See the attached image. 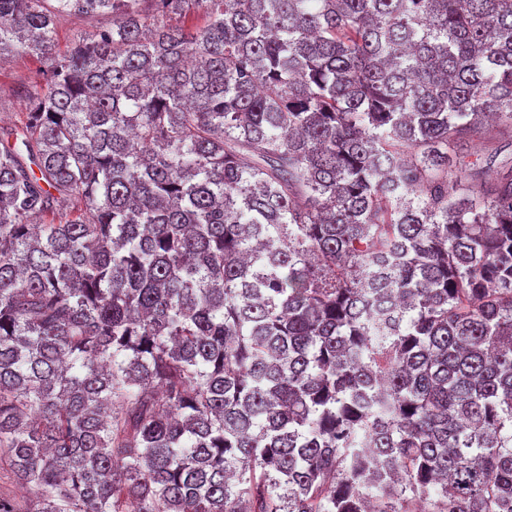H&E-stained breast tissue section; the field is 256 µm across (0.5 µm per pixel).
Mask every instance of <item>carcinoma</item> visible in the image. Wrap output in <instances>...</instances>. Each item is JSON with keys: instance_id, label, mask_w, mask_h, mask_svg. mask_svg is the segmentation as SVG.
<instances>
[{"instance_id": "cac0c4a2", "label": "carcinoma", "mask_w": 512, "mask_h": 512, "mask_svg": "<svg viewBox=\"0 0 512 512\" xmlns=\"http://www.w3.org/2000/svg\"><path fill=\"white\" fill-rule=\"evenodd\" d=\"M139 2L0 0V512H512V0ZM110 26H112L111 15L64 16L57 25L56 48L63 51L71 45L77 34L82 33L85 36H92ZM42 62L28 56L8 53L0 58V126L9 127L27 112L19 96L23 87L42 78ZM496 129V131H492L491 134L494 135V139L488 141L483 137H473L470 139H466L458 144V151L462 155H467L468 159H475L476 157L487 156L490 152H494L495 149H500L502 147V151L499 154L495 164L489 165V167H485L483 169V173L480 174L476 184L486 193V196L492 192L494 184L499 177L501 172V164L502 160L510 157L512 152L511 140H512V132H509L505 129H502L504 125L502 123H493L489 125V128ZM501 127V128H498ZM501 130L497 134V130ZM491 196H489L490 198ZM0 486L2 492L18 501H25L28 497L25 489L16 481L14 475L10 472L6 458L1 455L0 460Z\"/></svg>"}]
</instances>
